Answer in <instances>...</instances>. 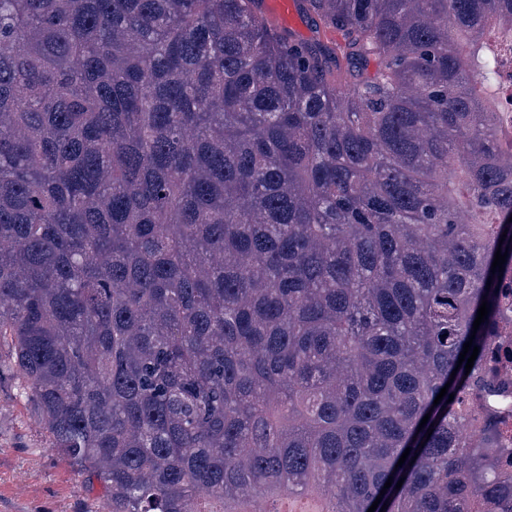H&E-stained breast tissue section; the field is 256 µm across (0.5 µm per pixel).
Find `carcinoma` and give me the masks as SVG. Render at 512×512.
<instances>
[{"label":"carcinoma","mask_w":512,"mask_h":512,"mask_svg":"<svg viewBox=\"0 0 512 512\" xmlns=\"http://www.w3.org/2000/svg\"><path fill=\"white\" fill-rule=\"evenodd\" d=\"M296 2L0 0V372L110 512H489L512 0Z\"/></svg>","instance_id":"1"}]
</instances>
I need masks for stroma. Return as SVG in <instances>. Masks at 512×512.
<instances>
[{"label":"stroma","mask_w":512,"mask_h":512,"mask_svg":"<svg viewBox=\"0 0 512 512\" xmlns=\"http://www.w3.org/2000/svg\"><path fill=\"white\" fill-rule=\"evenodd\" d=\"M100 486L52 448L18 378L0 375V512H106Z\"/></svg>","instance_id":"obj_1"}]
</instances>
